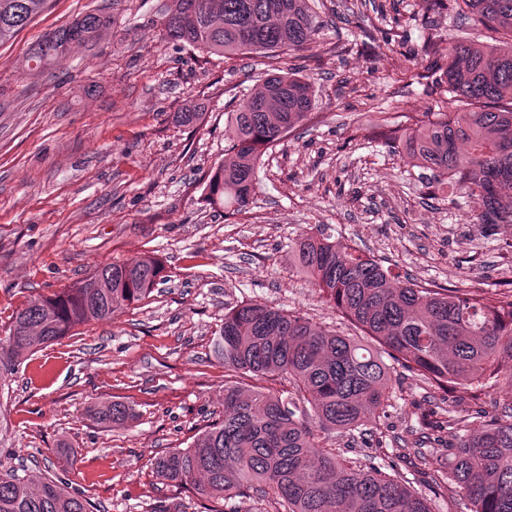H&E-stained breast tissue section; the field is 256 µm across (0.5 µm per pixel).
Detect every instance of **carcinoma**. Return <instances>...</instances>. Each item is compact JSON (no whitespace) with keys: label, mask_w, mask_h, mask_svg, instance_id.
Returning a JSON list of instances; mask_svg holds the SVG:
<instances>
[{"label":"carcinoma","mask_w":512,"mask_h":512,"mask_svg":"<svg viewBox=\"0 0 512 512\" xmlns=\"http://www.w3.org/2000/svg\"><path fill=\"white\" fill-rule=\"evenodd\" d=\"M453 2L474 29L499 35L483 46L469 36L448 42L445 83L453 112H426L405 129L401 149L430 172L428 185L447 186L471 202L469 222L491 230L512 224V0H421L426 12ZM316 0H173L164 32L211 54L275 58L314 43ZM47 0H0V45L44 9ZM108 25L88 12L47 33L28 50L31 70L60 61L71 46L95 41ZM313 89L293 73L272 74L228 113L229 152L211 174L207 198L233 212L250 204L263 153L303 122ZM299 271L363 339L313 324L295 311L263 303L235 306L212 338L224 368L268 385L224 384V416L186 448L157 457L156 472L211 499L254 492L277 512H432L403 479L372 458L350 460L325 437L353 433L385 412L392 382L384 357L420 374L447 395L473 401L490 388L504 414L480 407L463 416L431 409L414 441L420 466L430 431H448L452 462L433 474L471 504V512H512V292L426 288L393 275L377 261L328 235L306 234L292 247ZM161 260L146 256L105 265L89 280L30 303L0 345V365L33 353L79 325L108 320L147 299L165 278ZM291 389H278L275 384ZM103 421L126 422L132 409L112 402ZM0 512H90L87 501L58 480L0 473Z\"/></svg>","instance_id":"obj_1"}]
</instances>
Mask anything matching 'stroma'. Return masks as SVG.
I'll use <instances>...</instances> for the list:
<instances>
[{
	"label": "stroma",
	"mask_w": 512,
	"mask_h": 512,
	"mask_svg": "<svg viewBox=\"0 0 512 512\" xmlns=\"http://www.w3.org/2000/svg\"><path fill=\"white\" fill-rule=\"evenodd\" d=\"M169 4L48 0L0 45V339L18 309L100 265L149 255L167 275L136 308L16 362L0 381V471L66 481L91 512H274L256 495L200 496L152 467L224 413L233 375L210 341L225 311L261 302L348 330L292 262L290 242L316 226L427 287L512 289V224L467 223L449 189L430 193L392 149L415 117L447 110L422 45L447 46L463 18L424 13L420 0H317L313 45L227 59L166 38ZM91 10L110 19L100 37L30 74L29 47ZM275 67L309 80L315 105L264 153L249 210L233 214L209 204L205 186L224 159L227 112ZM183 112L202 118L187 125ZM392 377L384 417L329 447L374 457L432 512H470L403 451L436 393L401 366ZM115 401L135 419L100 420L97 408Z\"/></svg>",
	"instance_id": "obj_1"
}]
</instances>
